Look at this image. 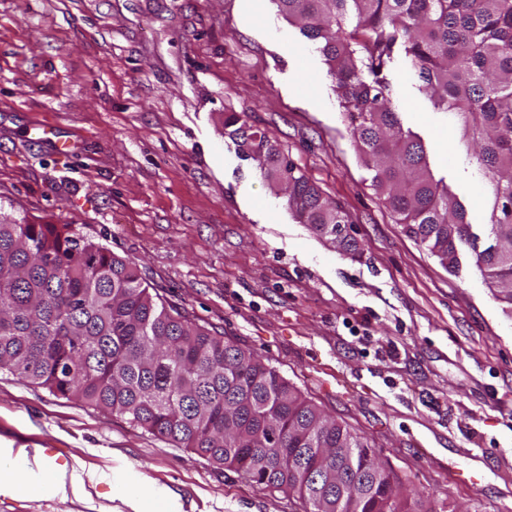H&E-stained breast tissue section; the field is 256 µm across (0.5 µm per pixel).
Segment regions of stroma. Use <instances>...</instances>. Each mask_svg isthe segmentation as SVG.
Here are the masks:
<instances>
[{
  "instance_id": "obj_1",
  "label": "stroma",
  "mask_w": 512,
  "mask_h": 512,
  "mask_svg": "<svg viewBox=\"0 0 512 512\" xmlns=\"http://www.w3.org/2000/svg\"><path fill=\"white\" fill-rule=\"evenodd\" d=\"M392 100L485 209L456 118L405 61ZM240 113L345 211L348 247L292 216L224 128ZM76 142L62 153L56 139ZM0 212L69 224L150 293L260 356L368 442L415 512H512V318L473 261L442 267L371 185L315 44L274 0H0ZM124 468L183 512H305L124 419L0 372V445ZM62 512H129L87 482Z\"/></svg>"
}]
</instances>
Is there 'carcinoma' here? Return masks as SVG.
Wrapping results in <instances>:
<instances>
[{"label":"carcinoma","instance_id":"obj_1","mask_svg":"<svg viewBox=\"0 0 512 512\" xmlns=\"http://www.w3.org/2000/svg\"><path fill=\"white\" fill-rule=\"evenodd\" d=\"M318 45L372 186L396 223L451 272L469 250L512 313V0H274ZM404 57L437 110L456 115L492 200L471 232L466 205L404 127L386 72ZM237 145L316 234L344 242L347 214L235 112ZM0 371L124 418L180 448L298 495L308 512H413L394 474L254 352L142 286L136 264L68 224L0 215ZM361 478L341 489L325 474Z\"/></svg>","mask_w":512,"mask_h":512}]
</instances>
